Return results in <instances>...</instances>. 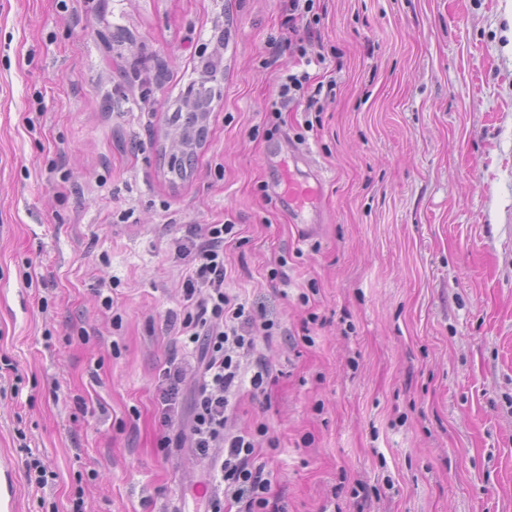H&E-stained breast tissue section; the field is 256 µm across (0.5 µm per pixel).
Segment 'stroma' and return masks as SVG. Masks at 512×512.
I'll list each match as a JSON object with an SVG mask.
<instances>
[{
  "label": "stroma",
  "mask_w": 512,
  "mask_h": 512,
  "mask_svg": "<svg viewBox=\"0 0 512 512\" xmlns=\"http://www.w3.org/2000/svg\"><path fill=\"white\" fill-rule=\"evenodd\" d=\"M323 112L268 111L298 58L285 0H0V499L186 512L161 449L186 350V230L230 224L225 286L280 329L237 429L286 512H512V0H320ZM223 32L216 41L215 32ZM222 60L187 179L168 118ZM324 180L302 235L280 162ZM53 472L25 479L27 453Z\"/></svg>",
  "instance_id": "1"
}]
</instances>
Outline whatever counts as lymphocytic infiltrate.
Returning a JSON list of instances; mask_svg holds the SVG:
<instances>
[{"label":"lymphocytic infiltrate","mask_w":512,"mask_h":512,"mask_svg":"<svg viewBox=\"0 0 512 512\" xmlns=\"http://www.w3.org/2000/svg\"><path fill=\"white\" fill-rule=\"evenodd\" d=\"M320 21L317 0H288L285 43L298 55L303 68L282 81L272 115H280L282 108L300 100L307 109H319L324 85L313 82L308 67L323 64L324 59L309 57L304 39L313 36ZM232 232V225L213 224L205 236L187 238L179 246L189 269L183 295L185 311L177 333L200 347L201 353L194 365L172 360L162 372L160 406L166 424H173L176 418L188 371H195L197 388L188 426L176 436H163L161 445L189 444L207 462L216 488L206 497L205 512H285L270 495L275 475L257 453L264 446L277 448V440L270 438L263 426L253 431L227 429L234 412L232 399L243 384H250L257 394L267 391L272 371L265 357L258 354L257 345L276 330L273 321L224 286V241Z\"/></svg>","instance_id":"lymphocytic-infiltrate-1"}]
</instances>
